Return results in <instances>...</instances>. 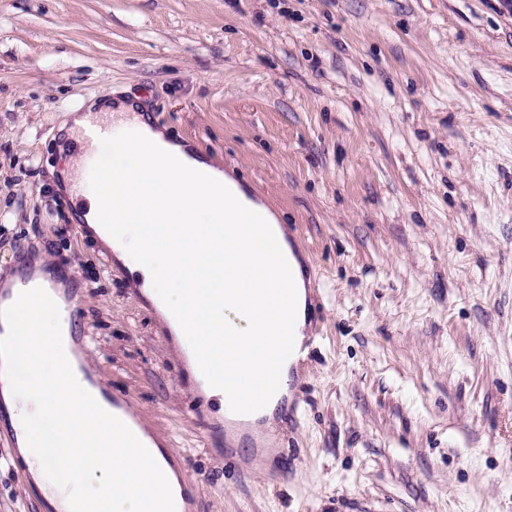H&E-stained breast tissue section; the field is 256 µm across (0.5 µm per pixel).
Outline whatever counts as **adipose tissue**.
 Returning a JSON list of instances; mask_svg holds the SVG:
<instances>
[{"mask_svg":"<svg viewBox=\"0 0 512 512\" xmlns=\"http://www.w3.org/2000/svg\"><path fill=\"white\" fill-rule=\"evenodd\" d=\"M88 111L108 113L120 136L112 162L99 167L91 187L63 181L82 196L79 216L91 227H112L111 247L143 294L181 313L184 343L211 352L217 375L233 384L237 399L261 391L267 376L286 379L278 360L283 332L302 341L307 323L302 265L289 244L252 249L253 226L277 231L278 220L224 173L154 128L135 103L90 101ZM291 324H284V317ZM35 334L21 368L25 387L0 386L19 430L17 451L32 480L56 512H161L176 477L160 448L132 455L112 446L94 407L78 398L63 375L73 351L54 343L53 310L33 312ZM50 412L54 447L33 445L29 426ZM66 470L67 483L55 473Z\"/></svg>","mask_w":512,"mask_h":512,"instance_id":"ef3b65f1","label":"adipose tissue"}]
</instances>
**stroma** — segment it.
<instances>
[{
  "instance_id": "35a3bbf8",
  "label": "stroma",
  "mask_w": 512,
  "mask_h": 512,
  "mask_svg": "<svg viewBox=\"0 0 512 512\" xmlns=\"http://www.w3.org/2000/svg\"><path fill=\"white\" fill-rule=\"evenodd\" d=\"M278 212L321 336L217 463L167 323L56 184L90 97ZM71 267L76 341L191 512H512V0H0V282ZM0 512H52L0 440Z\"/></svg>"
}]
</instances>
